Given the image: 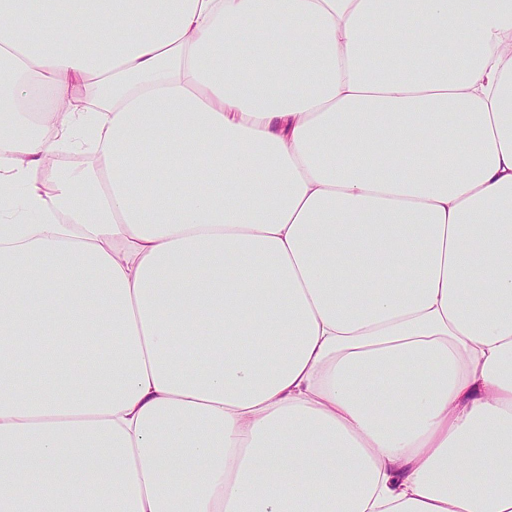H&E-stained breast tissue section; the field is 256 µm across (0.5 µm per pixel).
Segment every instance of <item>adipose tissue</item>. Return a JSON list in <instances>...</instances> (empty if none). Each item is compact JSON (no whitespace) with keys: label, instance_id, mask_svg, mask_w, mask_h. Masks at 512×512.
<instances>
[{"label":"adipose tissue","instance_id":"ef3b65f1","mask_svg":"<svg viewBox=\"0 0 512 512\" xmlns=\"http://www.w3.org/2000/svg\"><path fill=\"white\" fill-rule=\"evenodd\" d=\"M0 512H512V0H0Z\"/></svg>","mask_w":512,"mask_h":512}]
</instances>
